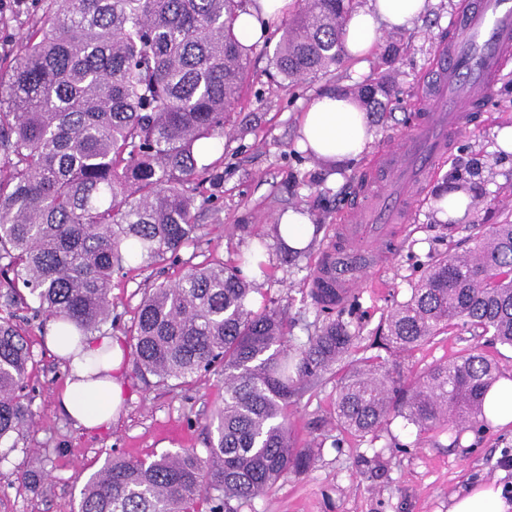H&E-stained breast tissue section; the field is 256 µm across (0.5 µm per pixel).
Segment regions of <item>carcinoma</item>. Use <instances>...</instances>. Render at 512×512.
<instances>
[{
  "label": "carcinoma",
  "mask_w": 512,
  "mask_h": 512,
  "mask_svg": "<svg viewBox=\"0 0 512 512\" xmlns=\"http://www.w3.org/2000/svg\"><path fill=\"white\" fill-rule=\"evenodd\" d=\"M252 2L38 0L20 56L0 62V442L32 416L26 326L58 321L66 343L100 332L114 271L175 259L195 239L200 155L221 147L250 77L235 23ZM354 7L303 0L273 56L282 81L336 69ZM392 93L370 80L357 102L382 112ZM255 291L237 266L186 262L144 294L128 329L136 371L165 385L219 368L224 400L206 456H110L85 481L78 512H196L200 501L238 512L315 462V449L294 447L291 408L339 366L336 422L355 436L401 418L421 434H453L456 446L462 431L487 426L500 374L481 348L407 382L393 360L355 357L359 330L331 289H307L321 323L300 342L280 308L251 307ZM461 322L512 347V223L436 259L387 311L377 348L402 357Z\"/></svg>",
  "instance_id": "cac0c4a2"
}]
</instances>
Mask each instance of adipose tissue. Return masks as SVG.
Masks as SVG:
<instances>
[{
  "label": "adipose tissue",
  "instance_id": "1",
  "mask_svg": "<svg viewBox=\"0 0 512 512\" xmlns=\"http://www.w3.org/2000/svg\"><path fill=\"white\" fill-rule=\"evenodd\" d=\"M289 0H254L242 14L235 31L244 45L260 41L265 21L283 16ZM427 0H369L352 13L346 25V47L351 57L367 54L376 44L379 23L391 27L410 24L425 11ZM300 144L322 160L340 162L361 155L372 139L365 113L349 96L329 92L304 112ZM48 346L64 358L68 376L58 396L59 407L78 426L88 430L107 427L127 396L125 347L121 337L90 334L71 345L61 343L57 325H50ZM448 512H512L501 486L483 483L454 496Z\"/></svg>",
  "mask_w": 512,
  "mask_h": 512
}]
</instances>
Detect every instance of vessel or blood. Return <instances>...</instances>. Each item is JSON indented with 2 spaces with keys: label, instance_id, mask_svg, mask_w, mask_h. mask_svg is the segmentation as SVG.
Instances as JSON below:
<instances>
[{
  "label": "vessel or blood",
  "instance_id": "1",
  "mask_svg": "<svg viewBox=\"0 0 512 512\" xmlns=\"http://www.w3.org/2000/svg\"><path fill=\"white\" fill-rule=\"evenodd\" d=\"M511 58L512 0H470L455 17L435 57L432 110L420 113L414 131L371 165L369 182L355 210L364 209L373 196L376 215L393 217L398 208L392 199L393 184L411 168L419 178L431 179L436 164L448 153L449 139L472 125L475 110L485 104ZM361 241L360 225H337L310 287L335 289L340 305L356 295L371 267Z\"/></svg>",
  "mask_w": 512,
  "mask_h": 512
}]
</instances>
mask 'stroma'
<instances>
[{"label":"stroma","mask_w":512,"mask_h":512,"mask_svg":"<svg viewBox=\"0 0 512 512\" xmlns=\"http://www.w3.org/2000/svg\"><path fill=\"white\" fill-rule=\"evenodd\" d=\"M464 2L428 0L425 13L409 25L381 28L369 55L344 58L339 79L319 75L291 87L271 78L281 31L279 22L270 23L264 41L250 51L252 75L234 126L211 158L215 198L200 209L197 240L181 250L178 263L135 264L112 276V333L124 339L128 369L127 398L109 428L85 431L60 411L57 396L67 374L65 363L47 349L43 332L31 330L35 365L26 393L33 416L19 435L0 444V512H76L81 474L97 470L109 455L144 459L181 448L204 452L206 427L224 395L223 373L212 371L187 385H157L154 377L135 373L134 342L126 335L144 291L174 281L183 262L236 265L240 255L254 250L257 234H266L254 307L279 305L293 325V336L313 333L316 314L304 290L332 228L355 203L359 182L382 147L412 131L413 117L424 106L438 42L447 37ZM379 72L395 93L385 112L369 114L373 139L359 158L332 168L299 148L302 115L312 101ZM507 125H512V62L428 182L421 205L397 234L390 263L358 292L352 320L364 343L380 333L387 310L409 297L433 256L468 249L491 225L512 222V151L497 142ZM446 184L465 188L476 200L469 215L452 225L438 216L436 194ZM291 210L305 212L319 231L297 264L286 265L271 232ZM474 345L500 372L512 373L511 348L463 327L413 351L402 371L413 378ZM339 386V377L328 378L291 410L294 440L297 446L318 449L315 463L303 473L289 474L239 512H448L451 497L469 486L494 481L512 490V425L465 432L455 446L448 433L421 436L398 419L377 438L360 439L336 424ZM378 451L385 462L381 470L374 463ZM24 473L31 474L30 483L21 482Z\"/></svg>","instance_id":"1"}]
</instances>
